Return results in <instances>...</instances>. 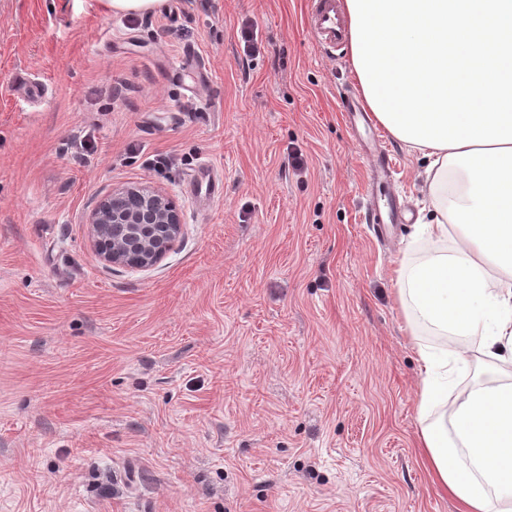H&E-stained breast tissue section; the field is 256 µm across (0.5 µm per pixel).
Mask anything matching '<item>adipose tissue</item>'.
Listing matches in <instances>:
<instances>
[{"label": "adipose tissue", "mask_w": 512, "mask_h": 512, "mask_svg": "<svg viewBox=\"0 0 512 512\" xmlns=\"http://www.w3.org/2000/svg\"><path fill=\"white\" fill-rule=\"evenodd\" d=\"M412 150L432 248L398 262L397 295L409 329L444 341H414L418 443L460 512H512V143Z\"/></svg>", "instance_id": "obj_1"}]
</instances>
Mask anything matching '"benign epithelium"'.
Returning <instances> with one entry per match:
<instances>
[{"mask_svg":"<svg viewBox=\"0 0 512 512\" xmlns=\"http://www.w3.org/2000/svg\"><path fill=\"white\" fill-rule=\"evenodd\" d=\"M89 224L102 261L140 270L160 263L182 231L175 206L162 190L149 186L127 187L103 198Z\"/></svg>","mask_w":512,"mask_h":512,"instance_id":"obj_1","label":"benign epithelium"}]
</instances>
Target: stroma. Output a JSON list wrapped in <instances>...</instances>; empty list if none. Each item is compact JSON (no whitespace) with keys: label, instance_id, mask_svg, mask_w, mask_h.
<instances>
[{"label":"stroma","instance_id":"stroma-1","mask_svg":"<svg viewBox=\"0 0 512 512\" xmlns=\"http://www.w3.org/2000/svg\"><path fill=\"white\" fill-rule=\"evenodd\" d=\"M310 7L0 0V512H458L417 446L391 279L427 248L421 164L382 135L409 221L376 239L340 103L357 81ZM207 162L224 195L202 202ZM133 184L183 223L148 270L91 245L98 202ZM112 11L121 14H148L161 10L166 0H107Z\"/></svg>","mask_w":512,"mask_h":512}]
</instances>
